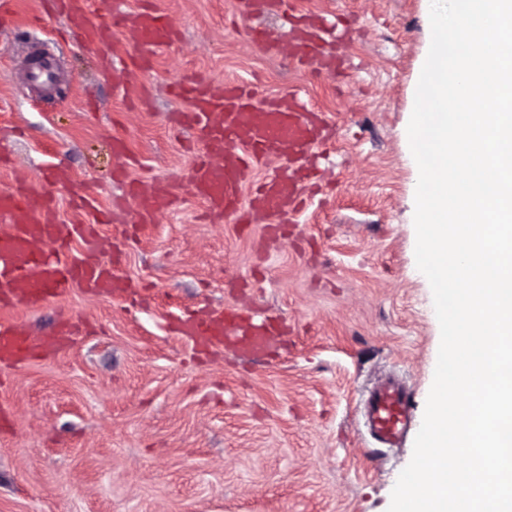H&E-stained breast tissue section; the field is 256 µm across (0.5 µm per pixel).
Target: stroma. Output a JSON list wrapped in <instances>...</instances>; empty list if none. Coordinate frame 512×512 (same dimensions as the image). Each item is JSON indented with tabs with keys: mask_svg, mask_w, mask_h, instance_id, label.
<instances>
[{
	"mask_svg": "<svg viewBox=\"0 0 512 512\" xmlns=\"http://www.w3.org/2000/svg\"><path fill=\"white\" fill-rule=\"evenodd\" d=\"M176 32L128 73L121 30L102 67L51 0L0 16V190L25 178L57 200L60 224H100L126 297L74 291L0 308L29 336L61 323L81 336L53 358L0 368V512H387L414 435L380 448L360 404L394 375L422 418L440 327L415 261L418 167L407 126L431 43L429 0H294L341 40L340 72L289 66L254 45L239 0H151ZM60 65L40 93L19 72L29 35ZM295 92L328 118L320 176L280 239L265 224L209 216L188 186L201 146L170 116L191 110L180 79ZM129 179L172 188L152 223L101 224ZM96 207L75 209L79 189ZM253 306L281 341L262 359L199 352L177 318Z\"/></svg>",
	"mask_w": 512,
	"mask_h": 512,
	"instance_id": "35a3bbf8",
	"label": "stroma"
}]
</instances>
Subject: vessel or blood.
<instances>
[{"mask_svg":"<svg viewBox=\"0 0 512 512\" xmlns=\"http://www.w3.org/2000/svg\"><path fill=\"white\" fill-rule=\"evenodd\" d=\"M82 42L103 46L112 28H120L133 48L128 64L136 70L148 67L158 49L174 37L166 18L144 7L133 12L116 10L111 25L92 20L88 0H56ZM277 13L292 17L291 0H241V14ZM326 33L317 17L296 24L286 38L276 40L261 27L248 29L250 39L271 56L290 65L317 73H332L342 65L340 56L324 51ZM182 93L194 101L193 112L175 114L199 133L204 153L195 164L190 183L208 209L231 213L238 221L251 223L267 215L288 220L303 202L299 173L326 139L327 124L321 112L300 101L297 95L256 102L254 94L239 83L227 84L215 93L198 79L179 84ZM289 153H282V146ZM274 162L269 177L250 196H243L242 184L250 169L262 162ZM169 188L136 181L127 186L122 200L112 207L113 220H122L135 209L140 222H151L157 213L175 203ZM0 220L9 227L0 233V306L39 303L49 296L74 290L96 296L124 297L128 283L117 274L99 239V227L82 224L66 229L57 218V201L49 194H34L19 181L0 192ZM76 237L80 253L65 254L69 237ZM76 334L73 325H61L55 332L29 341L22 328L0 325V362L22 365L31 358L52 356L68 346ZM180 336L193 346L212 349L232 338L241 352L260 358L277 342L275 331L254 323L247 309L227 307L214 310L207 318L184 317ZM413 420L409 393L395 380L380 383L365 402V421L372 438L386 448L399 447Z\"/></svg>","mask_w":512,"mask_h":512,"instance_id":"b4317fda","label":"vessel or blood"}]
</instances>
